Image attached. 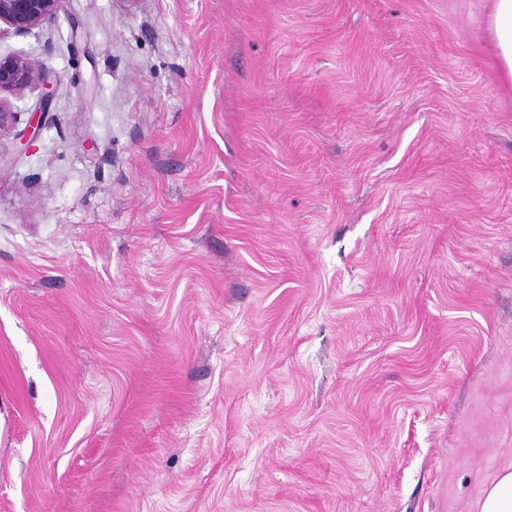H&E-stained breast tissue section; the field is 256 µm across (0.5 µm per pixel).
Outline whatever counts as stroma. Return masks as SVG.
Here are the masks:
<instances>
[{"label":"stroma","instance_id":"obj_1","mask_svg":"<svg viewBox=\"0 0 512 512\" xmlns=\"http://www.w3.org/2000/svg\"><path fill=\"white\" fill-rule=\"evenodd\" d=\"M490 0H65L0 133V512H477L512 466ZM34 85L41 86V97L38 106L28 111L31 113L26 130L33 132L28 140L24 133L20 138L23 146L20 152H26L30 141L42 125L44 113L49 109L55 92L54 81L46 73L43 63L22 55L0 57V95L7 92L15 96H22L24 92Z\"/></svg>","mask_w":512,"mask_h":512}]
</instances>
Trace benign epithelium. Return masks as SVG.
I'll return each instance as SVG.
<instances>
[{"instance_id":"obj_1","label":"benign epithelium","mask_w":512,"mask_h":512,"mask_svg":"<svg viewBox=\"0 0 512 512\" xmlns=\"http://www.w3.org/2000/svg\"><path fill=\"white\" fill-rule=\"evenodd\" d=\"M63 0H0V36L29 33L53 20ZM34 85L41 86L38 106L30 110L26 130H40L44 113L49 109L55 92L54 81L43 63L22 55L0 57V93L21 96Z\"/></svg>"}]
</instances>
